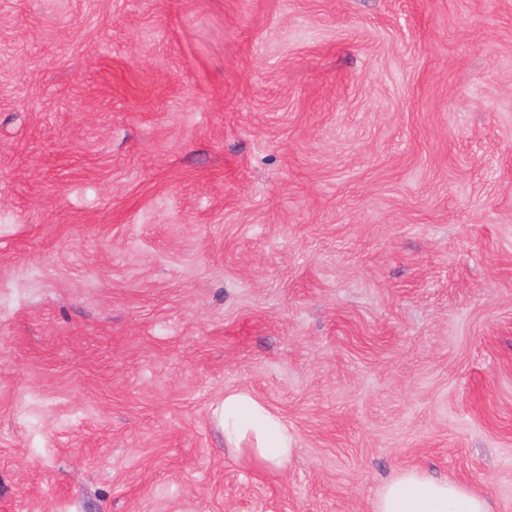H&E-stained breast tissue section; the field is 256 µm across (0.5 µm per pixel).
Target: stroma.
Segmentation results:
<instances>
[{
	"instance_id": "obj_1",
	"label": "stroma",
	"mask_w": 512,
	"mask_h": 512,
	"mask_svg": "<svg viewBox=\"0 0 512 512\" xmlns=\"http://www.w3.org/2000/svg\"><path fill=\"white\" fill-rule=\"evenodd\" d=\"M297 439L263 474L211 405ZM512 512V0H0V512ZM211 417L224 435L225 449L256 469L281 470L295 453L288 424L249 390L224 392L212 404ZM372 512H492L488 500L467 484L406 469L384 482Z\"/></svg>"
}]
</instances>
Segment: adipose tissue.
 Returning a JSON list of instances; mask_svg holds the SVG:
<instances>
[{
	"instance_id": "obj_1",
	"label": "adipose tissue",
	"mask_w": 512,
	"mask_h": 512,
	"mask_svg": "<svg viewBox=\"0 0 512 512\" xmlns=\"http://www.w3.org/2000/svg\"><path fill=\"white\" fill-rule=\"evenodd\" d=\"M224 435V447L244 463L262 470L285 468L296 440L287 423L246 389L225 392L211 406ZM372 512H491L488 500L467 484L406 469L384 482Z\"/></svg>"
}]
</instances>
